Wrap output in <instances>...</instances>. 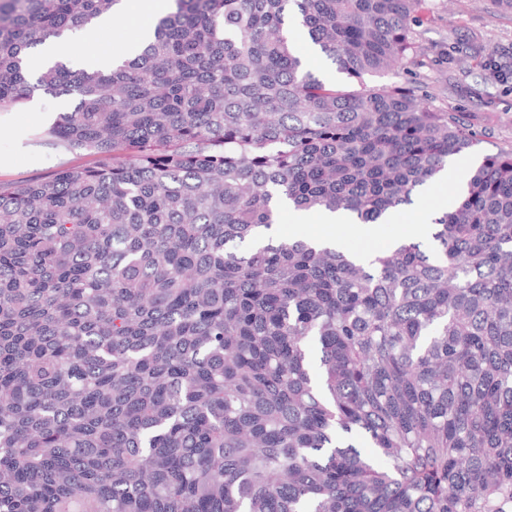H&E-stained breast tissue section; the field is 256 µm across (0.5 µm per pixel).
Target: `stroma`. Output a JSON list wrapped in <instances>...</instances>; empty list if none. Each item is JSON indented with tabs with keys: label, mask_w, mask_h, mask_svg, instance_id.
<instances>
[{
	"label": "stroma",
	"mask_w": 512,
	"mask_h": 512,
	"mask_svg": "<svg viewBox=\"0 0 512 512\" xmlns=\"http://www.w3.org/2000/svg\"><path fill=\"white\" fill-rule=\"evenodd\" d=\"M422 24L416 26L418 62L383 73L364 75L369 85L400 84L414 89L437 110L451 112L478 132L482 142L452 160L454 170L470 171L483 157L512 148V12L495 0H424ZM151 16L130 12L113 27L77 39L76 53L100 47L120 48L151 23ZM67 99L37 97L9 112H0V181L37 180L63 168L92 165L93 158L43 137ZM458 185L448 181L433 195L415 198L384 225L380 247H388L405 226L419 223L434 195L455 197Z\"/></svg>",
	"instance_id": "1"
}]
</instances>
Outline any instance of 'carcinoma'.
I'll return each mask as SVG.
<instances>
[{"label": "carcinoma", "mask_w": 512, "mask_h": 512, "mask_svg": "<svg viewBox=\"0 0 512 512\" xmlns=\"http://www.w3.org/2000/svg\"><path fill=\"white\" fill-rule=\"evenodd\" d=\"M122 0H0V112L97 157L0 182V512H512V149L430 244L374 222L480 143L414 89L423 0H174L112 69L27 53ZM303 30L354 85L305 69ZM297 222L294 224L293 213L288 208H283L279 211L277 217V232L281 236L288 237V232H297L306 237L315 235L318 224H307L311 219L312 214L306 211H296ZM321 223L322 230L316 235L317 238L323 240L336 241L338 238V228L341 224H352L354 223L349 215L343 211H339L336 214L329 212H322V216L316 215ZM341 241V240H340Z\"/></svg>", "instance_id": "carcinoma-1"}]
</instances>
